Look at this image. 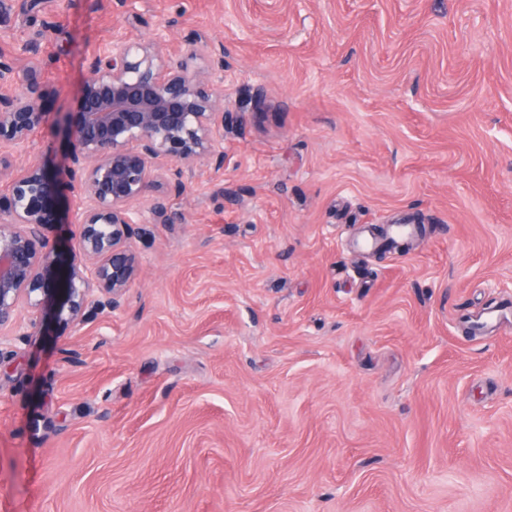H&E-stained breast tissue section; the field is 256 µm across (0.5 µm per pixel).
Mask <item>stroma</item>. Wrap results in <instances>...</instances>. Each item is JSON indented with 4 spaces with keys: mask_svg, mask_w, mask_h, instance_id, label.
I'll return each instance as SVG.
<instances>
[{
    "mask_svg": "<svg viewBox=\"0 0 512 512\" xmlns=\"http://www.w3.org/2000/svg\"><path fill=\"white\" fill-rule=\"evenodd\" d=\"M8 2L44 111L198 31L233 124L119 308L0 342V512H512V0Z\"/></svg>",
    "mask_w": 512,
    "mask_h": 512,
    "instance_id": "stroma-1",
    "label": "stroma"
}]
</instances>
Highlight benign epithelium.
<instances>
[{
	"label": "benign epithelium",
	"instance_id": "7a95c632",
	"mask_svg": "<svg viewBox=\"0 0 512 512\" xmlns=\"http://www.w3.org/2000/svg\"><path fill=\"white\" fill-rule=\"evenodd\" d=\"M188 42L189 52L175 63L152 43L103 50L89 62L76 110L59 112L52 122L40 107L48 89L38 69L19 73L0 63V171L12 170L15 155L49 124L60 126L68 141L64 172L30 165L0 195V336L40 334L49 310L67 327L94 308H118L137 272L134 225L182 222L166 205L186 192L180 165L211 155L230 114L224 76L201 65L214 45L200 33ZM66 186L84 202L76 244L62 266L46 230ZM149 195L150 220L133 209ZM23 302L32 318L20 323Z\"/></svg>",
	"mask_w": 512,
	"mask_h": 512
}]
</instances>
